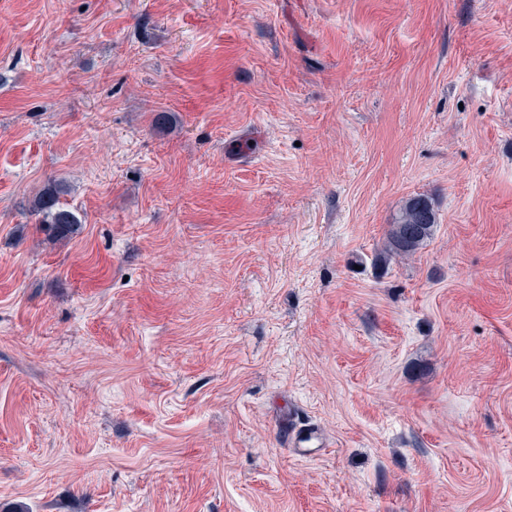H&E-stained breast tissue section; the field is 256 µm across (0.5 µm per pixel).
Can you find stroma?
<instances>
[{"instance_id":"35a3bbf8","label":"stroma","mask_w":512,"mask_h":512,"mask_svg":"<svg viewBox=\"0 0 512 512\" xmlns=\"http://www.w3.org/2000/svg\"><path fill=\"white\" fill-rule=\"evenodd\" d=\"M18 504L512 512V0H0ZM65 192L61 184L48 186L32 204V211L40 215L39 224L45 225L46 231L57 237H67L79 223L77 215L60 206L59 196ZM435 224L436 213L429 198L423 195L409 198L390 224L384 243L385 258L414 255L432 237ZM290 450L299 457H311L325 450L329 442L318 430L307 428L292 434L289 440Z\"/></svg>"}]
</instances>
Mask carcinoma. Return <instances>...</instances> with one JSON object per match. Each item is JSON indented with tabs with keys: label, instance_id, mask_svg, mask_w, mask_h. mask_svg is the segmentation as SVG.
I'll use <instances>...</instances> for the list:
<instances>
[{
	"label": "carcinoma",
	"instance_id": "obj_1",
	"mask_svg": "<svg viewBox=\"0 0 512 512\" xmlns=\"http://www.w3.org/2000/svg\"><path fill=\"white\" fill-rule=\"evenodd\" d=\"M65 187L55 184L47 187L32 204V211L41 216L39 223L57 237H65L80 224L77 215L59 203ZM436 213L428 197L417 195L403 205L395 222L390 225L384 243V254L392 257L414 255L432 237Z\"/></svg>",
	"mask_w": 512,
	"mask_h": 512
}]
</instances>
